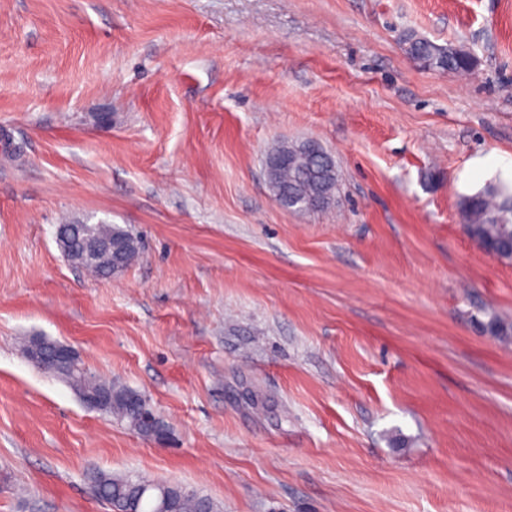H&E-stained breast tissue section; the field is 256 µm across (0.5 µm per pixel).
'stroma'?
I'll return each mask as SVG.
<instances>
[{"instance_id":"stroma-1","label":"stroma","mask_w":512,"mask_h":512,"mask_svg":"<svg viewBox=\"0 0 512 512\" xmlns=\"http://www.w3.org/2000/svg\"><path fill=\"white\" fill-rule=\"evenodd\" d=\"M302 139L336 162L323 211L266 182ZM511 162L512 0H0V512H111L92 469L224 512H512V339L484 329L512 262L458 209ZM66 219L138 259L70 266ZM33 336L166 440L38 370ZM404 44L406 54L430 70L468 72L474 65L472 55L460 48H443L413 34L405 39ZM62 227L66 233L63 243H57L62 255L66 258V253L80 250L83 246L85 237L88 234L102 239H109L120 244V263L123 267L121 271L127 269L139 256V241L128 230L118 224H107L99 222L98 224H78L71 221L65 224H58L57 228ZM53 372L55 375L64 378L73 388L75 386L84 399H90L94 395L103 392L112 394V400L101 410H99V406L104 399L100 397L97 400H87L86 404L90 407L116 417L121 421H126L129 426L145 437L160 439L163 436L165 429L162 421L156 418L153 425H147L142 421L135 408L130 406V396L139 393L132 389L112 384V382L102 381L86 370L82 371L73 363L60 367Z\"/></svg>"}]
</instances>
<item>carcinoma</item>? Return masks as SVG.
<instances>
[{
  "instance_id": "cac0c4a2",
  "label": "carcinoma",
  "mask_w": 512,
  "mask_h": 512,
  "mask_svg": "<svg viewBox=\"0 0 512 512\" xmlns=\"http://www.w3.org/2000/svg\"><path fill=\"white\" fill-rule=\"evenodd\" d=\"M404 44L406 54L430 70L468 72L474 65L472 55L460 48H443L413 34L405 39ZM308 164L307 159L298 158V165L278 174L276 186L288 185L297 191L302 190V168ZM459 213L463 228L472 240L484 249L489 246L497 249L501 259L512 261V195L505 187L488 184L480 191L464 196L459 203ZM62 228L66 238L58 244V248L63 254L81 249L85 237L91 234L120 244V263L125 269L139 256L138 239L118 224H78L69 221ZM89 272L101 278L113 274L112 251L102 252L96 266ZM486 328L491 335L500 339L512 337V325L496 316L490 317ZM54 374L77 388L85 399L103 392L112 394V400L101 412L127 422L145 437L159 439L163 436V422L157 420L147 425L135 408L130 406L129 398L135 391L102 381L73 363L54 370ZM90 480L96 496L107 502L112 512H125V504L130 500L137 501V512H154L155 499L161 497L164 490L169 494L167 512H217L216 504L209 497L178 484L155 482L132 473L112 474L99 470L90 474Z\"/></svg>"
}]
</instances>
